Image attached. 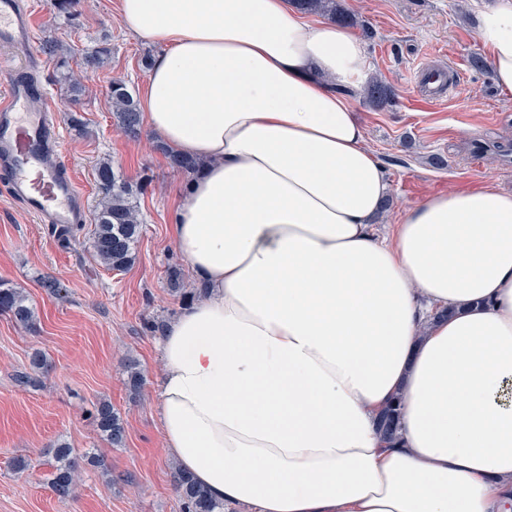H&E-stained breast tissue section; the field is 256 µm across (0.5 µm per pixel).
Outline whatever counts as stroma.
<instances>
[{"label": "stroma", "instance_id": "stroma-1", "mask_svg": "<svg viewBox=\"0 0 512 512\" xmlns=\"http://www.w3.org/2000/svg\"><path fill=\"white\" fill-rule=\"evenodd\" d=\"M26 5L35 48L50 38L63 41L71 48V68H78L83 52L104 44L112 50L100 68L82 75L76 98L58 82L53 65L40 72L61 118L62 152L88 208L97 204L100 160H112L130 179L147 185L138 199L143 227L136 260L123 272L106 270L95 259L89 230L63 245L47 225L0 192V280L21 288L37 317L32 331L0 312V512H181L174 461L163 447L155 406L161 329L196 292L171 232L187 176L157 150L149 128L136 138L117 130L108 97L116 79L141 97L146 63L160 47L127 31L117 0H79L69 20L55 15L50 0ZM340 5L357 19L353 30L370 76L393 90L378 106L355 97L367 144L389 181L383 223H398L407 208L455 188L488 182L512 192V100L501 97L490 69L474 63L483 51L473 0H340ZM424 61L447 67L456 83L443 100L421 96L415 75ZM72 112L84 121V132L71 128ZM174 268L181 272L180 296L167 285ZM49 280L58 281L65 295L46 288ZM37 351L48 369L32 371L34 385L17 386L16 372L28 370ZM131 360L144 375L136 395L127 385ZM103 400L124 421L123 447H112L93 424ZM57 443L72 448L78 469L74 493L66 499L48 483ZM92 453L104 458L109 475L86 465L84 458ZM20 457L29 462L22 472L13 466Z\"/></svg>", "mask_w": 512, "mask_h": 512}]
</instances>
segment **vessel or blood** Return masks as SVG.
I'll return each instance as SVG.
<instances>
[{
    "instance_id": "1",
    "label": "vessel or blood",
    "mask_w": 512,
    "mask_h": 512,
    "mask_svg": "<svg viewBox=\"0 0 512 512\" xmlns=\"http://www.w3.org/2000/svg\"><path fill=\"white\" fill-rule=\"evenodd\" d=\"M33 27L21 0H0V48L29 52ZM42 64L30 54L24 67L11 70L0 96V186L40 223L77 225L85 221L86 200L73 181L60 148L56 109L38 77ZM425 97L447 92V70L421 68Z\"/></svg>"
}]
</instances>
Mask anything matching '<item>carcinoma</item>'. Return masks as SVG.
I'll use <instances>...</instances> for the list:
<instances>
[{"label":"carcinoma","instance_id":"1","mask_svg":"<svg viewBox=\"0 0 512 512\" xmlns=\"http://www.w3.org/2000/svg\"><path fill=\"white\" fill-rule=\"evenodd\" d=\"M303 10L327 15L330 19L350 24L353 18L341 9L336 0H293ZM43 51L54 62L59 79L68 86L72 94L81 91L73 73L68 70L69 48L63 43L48 39ZM111 54V48L101 46L87 53L82 60L83 68L93 70L100 67ZM112 99L113 122L126 135H139L142 124V111L134 99L128 85L122 80H114L109 90ZM365 97L372 103H383L392 94L391 87L378 79L368 83ZM172 167L194 174L202 163L196 159L181 156L166 150ZM98 204L94 210V229L90 237V247L94 256L109 270L122 272L131 267L136 260L135 243L141 231V217L137 198L142 186L130 181L114 170L110 160H102L96 168ZM0 312L12 316L16 323L33 329L36 319L33 307L20 289L6 281H0ZM93 422L99 432L115 448L124 446L126 431L123 420L113 409L111 403L103 401L95 409ZM379 429L387 440L398 437V404L389 405L380 415ZM176 487L184 512H224V505L214 501L208 491L196 483L182 470H177ZM75 463L71 458V449L60 444L55 449V464L50 473L49 484L60 498L69 497L75 486Z\"/></svg>","mask_w":512,"mask_h":512}]
</instances>
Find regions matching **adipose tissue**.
I'll return each mask as SVG.
<instances>
[{
    "mask_svg": "<svg viewBox=\"0 0 512 512\" xmlns=\"http://www.w3.org/2000/svg\"><path fill=\"white\" fill-rule=\"evenodd\" d=\"M118 7L162 46L145 122L203 163L172 226L198 291L160 338L167 453L255 512H512V194L437 193L378 236L355 33L290 0ZM476 22L511 96L512 0Z\"/></svg>",
    "mask_w": 512,
    "mask_h": 512,
    "instance_id": "adipose-tissue-1",
    "label": "adipose tissue"
}]
</instances>
